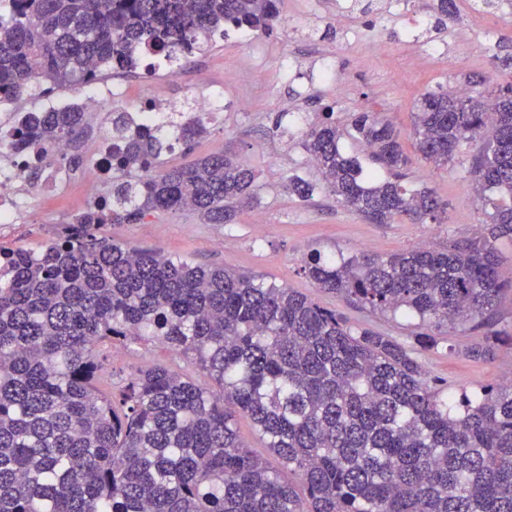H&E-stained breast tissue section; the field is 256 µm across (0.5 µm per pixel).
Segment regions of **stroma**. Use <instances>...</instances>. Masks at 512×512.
I'll list each match as a JSON object with an SVG mask.
<instances>
[{"label": "stroma", "instance_id": "stroma-1", "mask_svg": "<svg viewBox=\"0 0 512 512\" xmlns=\"http://www.w3.org/2000/svg\"><path fill=\"white\" fill-rule=\"evenodd\" d=\"M407 2L395 15L355 11L340 17L336 0H280V22L273 34L255 32L245 43L232 30L209 51L176 67L159 64L153 75L157 92L181 103L184 113L195 112L198 98L209 95L220 99L224 114L223 121L210 123L204 138L163 154L164 164L184 167L215 152L234 155L257 173L258 201L242 209L231 224H207L184 210L156 213L135 224H110L104 233L120 244L275 281L335 309L353 326L371 328L414 349L431 387L472 392L501 384L512 371V343L505 340L487 350L483 336L457 332L441 337L438 346L419 349L412 319L349 304L318 288L304 271L316 251L325 256H383L422 242L443 249L484 230V212L469 198V169L480 141L460 148L448 166L435 168L416 149L412 112L422 94L441 86L483 83L492 89L512 80V13L471 15L459 7L436 29L433 0ZM354 30L361 38L352 42L348 34ZM374 40L383 42V53L370 51ZM438 43L443 54L431 56V46ZM287 55L292 62L285 71L281 62ZM339 83L346 88L341 97L335 91ZM244 98L250 108H238ZM328 105L343 124L355 113L375 112L392 126L410 159L407 186L434 191L444 205L440 222L399 217L373 224L325 190L307 200L289 192L293 177L320 180L307 163L304 131ZM120 108L111 101L101 111L87 113L86 128L71 148L80 162L65 165L66 189L33 198L36 223L0 232V245L40 248L54 238L58 225L70 223L88 207L83 187L93 175V146L111 132L112 114ZM258 215L264 221L260 230L253 223ZM110 361L116 387L138 369L156 364L200 385L210 383L158 342L113 345Z\"/></svg>", "mask_w": 512, "mask_h": 512}]
</instances>
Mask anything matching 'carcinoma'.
Segmentation results:
<instances>
[{
  "mask_svg": "<svg viewBox=\"0 0 512 512\" xmlns=\"http://www.w3.org/2000/svg\"><path fill=\"white\" fill-rule=\"evenodd\" d=\"M0 17V104L29 84L98 80L95 64L150 71L209 50L228 30L273 32L279 0H10ZM112 118V188L40 250L0 245V512H512V385L443 394L412 352L354 327L290 288L224 267L115 243L108 224L189 209L227 224L257 198L255 172L224 154L163 166L162 126L124 135ZM76 108L24 117L14 148L46 157L73 144ZM195 113L175 124L188 145L208 133ZM416 148L445 167L483 147L470 175L487 233L446 249L307 260L325 291L418 319L419 342L449 332L496 335L512 291L496 247L512 236V81L485 92H427ZM363 142L380 180L339 147ZM304 148L338 202L373 224L437 220L442 205L403 184L394 130L363 112L342 128L323 113ZM317 186L296 177L288 190ZM160 342L212 381L153 365L105 391L108 348ZM248 416L278 468L256 457L233 421Z\"/></svg>",
  "mask_w": 512,
  "mask_h": 512,
  "instance_id": "obj_1",
  "label": "carcinoma"
}]
</instances>
